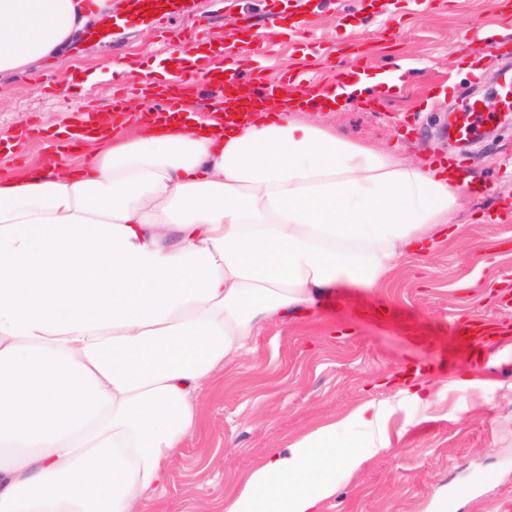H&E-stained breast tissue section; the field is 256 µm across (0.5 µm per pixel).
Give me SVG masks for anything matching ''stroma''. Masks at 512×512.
Wrapping results in <instances>:
<instances>
[{
    "label": "stroma",
    "instance_id": "obj_1",
    "mask_svg": "<svg viewBox=\"0 0 512 512\" xmlns=\"http://www.w3.org/2000/svg\"><path fill=\"white\" fill-rule=\"evenodd\" d=\"M208 25L206 38L241 31L252 39L272 14L288 15L289 0H196ZM306 31L281 35L257 61H243L272 77L317 78L336 85L337 54L359 45L356 58L368 75L391 74L368 96L378 108L350 106L316 114L344 138L396 148L408 161L430 164L436 154L463 155L482 190L464 191L452 223L440 226L399 259L378 288H338L317 318L278 317L255 336L237 364L218 369L199 395L204 428L188 434L173 458L165 512H213L236 480L266 457L318 426L369 401L393 400L402 375L429 366L443 394L431 405L400 402L394 425H406L400 442L352 481L337 480L324 512H512V352L481 370L489 386L464 393L445 390L471 372L474 357L456 349L455 316L495 319L498 300L512 288V220L490 223L489 214L512 208V111L502 102L501 66L512 64V34L499 33L492 0H306ZM158 28L116 31L112 48L85 45L62 56L67 79L115 62L153 71L172 56ZM36 65L30 79L12 81L11 102L0 110V134L39 120L38 142L20 156H0V173L41 161L52 135L68 118L64 98L99 105L112 79L70 92L45 90ZM481 99L493 118L480 140L461 146L445 136L448 115L463 97Z\"/></svg>",
    "mask_w": 512,
    "mask_h": 512
}]
</instances>
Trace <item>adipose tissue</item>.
<instances>
[{
    "label": "adipose tissue",
    "mask_w": 512,
    "mask_h": 512,
    "mask_svg": "<svg viewBox=\"0 0 512 512\" xmlns=\"http://www.w3.org/2000/svg\"><path fill=\"white\" fill-rule=\"evenodd\" d=\"M107 0H0V79L55 60ZM349 77L306 110L362 102ZM128 120L0 179V512H163L197 401L276 316L381 286L450 223L466 181L302 118ZM370 401L271 449L218 512H322L391 448Z\"/></svg>",
    "instance_id": "adipose-tissue-1"
}]
</instances>
